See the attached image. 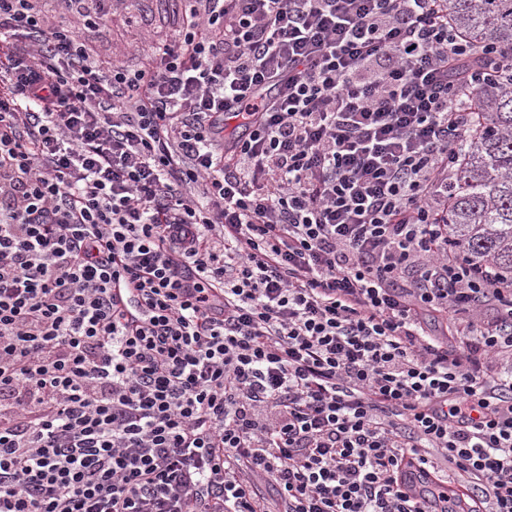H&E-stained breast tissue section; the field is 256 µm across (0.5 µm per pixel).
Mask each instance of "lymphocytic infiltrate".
<instances>
[{"mask_svg":"<svg viewBox=\"0 0 512 512\" xmlns=\"http://www.w3.org/2000/svg\"><path fill=\"white\" fill-rule=\"evenodd\" d=\"M182 2L128 70L0 0V512H512V284L446 224L487 46Z\"/></svg>","mask_w":512,"mask_h":512,"instance_id":"obj_1","label":"lymphocytic infiltrate"}]
</instances>
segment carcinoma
<instances>
[{
  "mask_svg": "<svg viewBox=\"0 0 512 512\" xmlns=\"http://www.w3.org/2000/svg\"><path fill=\"white\" fill-rule=\"evenodd\" d=\"M466 39L512 46V0H448ZM483 127L472 129L448 187L451 248L512 278V88L482 96Z\"/></svg>",
  "mask_w": 512,
  "mask_h": 512,
  "instance_id": "1",
  "label": "carcinoma"
}]
</instances>
